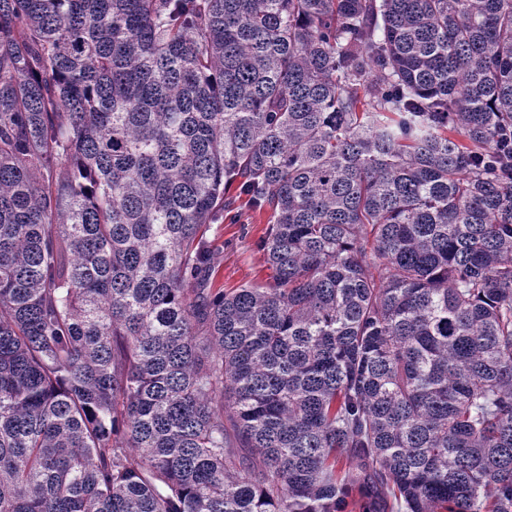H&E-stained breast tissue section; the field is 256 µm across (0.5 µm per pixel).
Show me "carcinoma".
I'll return each mask as SVG.
<instances>
[{"instance_id":"cac0c4a2","label":"carcinoma","mask_w":512,"mask_h":512,"mask_svg":"<svg viewBox=\"0 0 512 512\" xmlns=\"http://www.w3.org/2000/svg\"><path fill=\"white\" fill-rule=\"evenodd\" d=\"M511 134L512 0H0V512H512ZM229 194L237 196L234 205L224 211L222 223L212 224L206 233L214 267L209 286L224 291L262 285L272 275L259 248L268 213L249 207L245 196L238 197L236 185Z\"/></svg>"}]
</instances>
